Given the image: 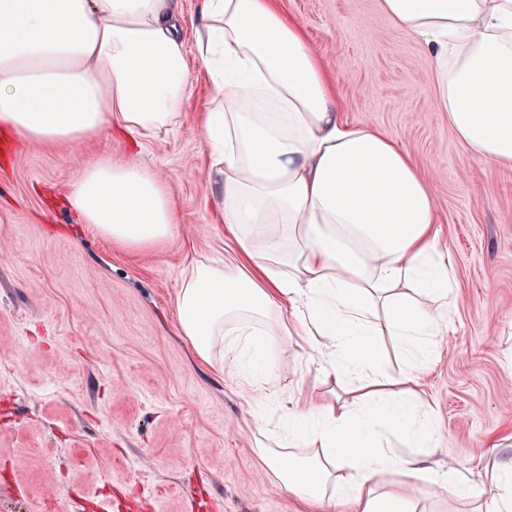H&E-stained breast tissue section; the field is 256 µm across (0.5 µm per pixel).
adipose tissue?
<instances>
[{"label":"adipose tissue","instance_id":"1","mask_svg":"<svg viewBox=\"0 0 512 512\" xmlns=\"http://www.w3.org/2000/svg\"><path fill=\"white\" fill-rule=\"evenodd\" d=\"M381 7L428 47L437 100L473 158L489 172L512 167V0ZM191 53L212 86L199 135L233 247L183 275L181 334L260 396L274 391L281 336L313 352L330 343L326 376L354 383L350 399L290 406L287 442L258 446L263 465L289 493H332L356 512H418L425 486L483 512L472 479L428 465L440 434L407 390L455 302L431 191L394 140L341 121L327 69L277 0H201L190 45L174 0H0V131L45 144L115 127L160 138L192 93ZM64 197L132 253L164 246L179 221L164 178L108 155L77 168ZM380 336L408 361L403 383L377 370ZM390 433L417 455L383 453ZM389 474L398 491L386 490Z\"/></svg>","mask_w":512,"mask_h":512}]
</instances>
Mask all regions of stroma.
<instances>
[{
  "mask_svg": "<svg viewBox=\"0 0 512 512\" xmlns=\"http://www.w3.org/2000/svg\"><path fill=\"white\" fill-rule=\"evenodd\" d=\"M329 66L346 122L395 139L433 196L457 303L413 390L441 437L438 470L512 467V168L487 174L433 93L431 54L380 0H279ZM193 94L167 136L123 132L0 160V512H352L310 507L263 466L259 427L279 429L299 393L326 394L321 362L279 339L277 390L247 395L179 330L176 291L192 259L229 246L212 210L196 129L210 87L188 61ZM109 154L164 177L180 222L164 247L132 254L79 223L62 201L82 164Z\"/></svg>",
  "mask_w": 512,
  "mask_h": 512,
  "instance_id": "obj_1",
  "label": "stroma"
}]
</instances>
